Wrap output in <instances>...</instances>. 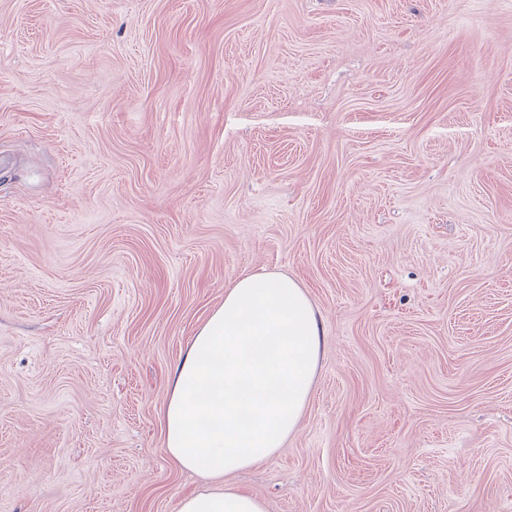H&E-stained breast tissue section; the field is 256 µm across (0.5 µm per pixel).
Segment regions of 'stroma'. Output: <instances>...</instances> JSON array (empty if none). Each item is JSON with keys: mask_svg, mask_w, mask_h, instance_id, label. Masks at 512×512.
I'll list each match as a JSON object with an SVG mask.
<instances>
[{"mask_svg": "<svg viewBox=\"0 0 512 512\" xmlns=\"http://www.w3.org/2000/svg\"><path fill=\"white\" fill-rule=\"evenodd\" d=\"M263 271L326 343L236 485L512 512V0H0V512H177L171 373Z\"/></svg>", "mask_w": 512, "mask_h": 512, "instance_id": "35a3bbf8", "label": "stroma"}]
</instances>
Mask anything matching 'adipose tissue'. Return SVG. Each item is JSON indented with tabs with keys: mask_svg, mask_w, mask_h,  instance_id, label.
<instances>
[{
	"mask_svg": "<svg viewBox=\"0 0 512 512\" xmlns=\"http://www.w3.org/2000/svg\"><path fill=\"white\" fill-rule=\"evenodd\" d=\"M325 336L302 286L285 273L240 275L177 363L161 408L164 449L208 486L178 512H266L225 476L274 455L310 398Z\"/></svg>",
	"mask_w": 512,
	"mask_h": 512,
	"instance_id": "obj_1",
	"label": "adipose tissue"
}]
</instances>
